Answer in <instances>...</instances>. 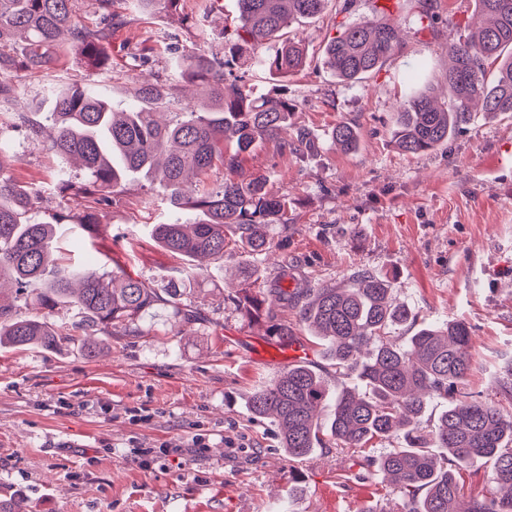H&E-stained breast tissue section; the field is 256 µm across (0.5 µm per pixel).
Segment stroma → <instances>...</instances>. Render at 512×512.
<instances>
[{"label": "stroma", "instance_id": "obj_1", "mask_svg": "<svg viewBox=\"0 0 512 512\" xmlns=\"http://www.w3.org/2000/svg\"><path fill=\"white\" fill-rule=\"evenodd\" d=\"M112 11L127 23L112 31L103 73L67 49L48 70L19 72L0 102V146L13 156L18 181L40 190L39 219L52 221L69 201L50 187L58 158L15 126V113L46 122L48 89L58 82L104 83L119 110L133 104L139 83L171 82L165 109L182 111L201 102L206 87L179 79L176 63L183 49L209 42L253 96L288 99L289 133L307 132L319 146L308 160L267 140L243 156L245 169L266 174L269 192L289 201L287 224L269 226L272 249L254 261L258 282H274L285 262L314 288L347 285L361 269L386 278L392 298L418 320L469 325L467 388L512 414V395L497 386L512 368V114L475 112L425 154L406 153L393 139L409 77L442 84L448 24L476 22L475 0H432L428 19L396 0H328L321 15L288 28L306 59L287 76L258 65L239 41L237 0H182L176 11L148 14L113 0ZM382 12L403 31L400 48L357 82L336 77L323 60L328 39ZM342 123L359 133L356 152L333 142ZM170 217L161 193L128 177L99 227L63 239L57 261L164 287L182 261L151 229ZM224 238L223 259L200 262L197 323L178 326L170 310H157L142 335L113 337L93 358L77 344L0 347L1 498H22L26 512H405L392 484L360 477L361 460L402 447L400 437L363 448L331 444L291 461L274 423L249 412L251 394L284 366L252 360L244 344L225 339L230 330L261 340L272 324L287 326L331 389L353 380L324 359L295 310L279 307L273 319L257 320L233 304L244 255L232 232ZM143 449L155 459L151 468L139 463Z\"/></svg>", "mask_w": 512, "mask_h": 512}]
</instances>
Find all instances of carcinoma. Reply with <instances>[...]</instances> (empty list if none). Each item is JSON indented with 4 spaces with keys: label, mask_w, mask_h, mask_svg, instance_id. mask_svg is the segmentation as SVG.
I'll list each match as a JSON object with an SVG mask.
<instances>
[{
    "label": "carcinoma",
    "mask_w": 512,
    "mask_h": 512,
    "mask_svg": "<svg viewBox=\"0 0 512 512\" xmlns=\"http://www.w3.org/2000/svg\"><path fill=\"white\" fill-rule=\"evenodd\" d=\"M104 11L103 25L89 26L78 14L75 0H0V97L22 69L50 61L63 36L70 38L84 61L101 69L105 43L112 36V0H94ZM241 41L258 52L280 39L274 54L264 59L269 70L298 72L305 54L299 42L282 39L297 17H314L328 0H238ZM486 23L476 31L448 36L441 49L451 66L444 75L448 102L440 103L428 83L413 88L398 112L396 138L408 153L431 151L448 142L455 127L470 120L475 106L485 112L512 113V0H476ZM25 40L24 56L2 47ZM399 29L384 15H374L344 28L325 47V64L347 81L363 78L400 47ZM496 66L494 72L488 65ZM227 62L212 49L195 45L181 55L180 75L205 84L208 100L188 105L173 119L138 106L117 111L103 95L85 85L65 86L54 97L49 140L61 162L78 160L86 180L74 185L65 166L55 183L62 193L87 202L76 215L61 214L54 222L35 219L37 195L8 174L10 160L0 146V283L8 279L42 310L40 318L20 316L14 302L0 294V346L57 349L79 342L94 357L100 345L87 336H141V323L166 306L183 324L201 319L192 302L196 281L181 271L164 288L86 266L58 264L54 242L72 226L99 225L94 206H108L122 192V180L138 172L161 174L160 188L181 211H200L193 224L180 216L154 227V237L172 255L192 260L224 257V228L238 236L241 249L257 258L269 249L267 229L286 223L288 199L266 190L267 177L243 168L241 156L260 141L280 138L288 127V100L252 97L244 86L224 83ZM172 85L143 84L138 98L163 105ZM333 139L344 151H355L354 126H336ZM284 148L303 157L315 144L299 132ZM224 168V182L192 196L190 175ZM288 265L272 287L260 285L254 294L234 299L251 317L260 316L270 293L283 307L296 310L325 346L341 374L353 373L364 392L344 388L331 395L321 374L302 362L292 363L250 397L249 409L270 418L277 427L280 448L290 459L305 458L324 444L319 413L332 403L331 440L340 448H362L399 436L401 448H389L373 461L370 475L391 482L407 496L406 512H458L456 475L477 461L492 462L495 493L476 498L467 512H512V415L476 399L465 389L473 365L470 328L462 321L419 324L400 341L392 329L411 320L409 309L392 300L385 280L368 272L345 287L310 288L286 284ZM71 306L77 316L52 321L54 311ZM447 402L433 430H426V409L436 400Z\"/></svg>",
    "instance_id": "carcinoma-1"
}]
</instances>
